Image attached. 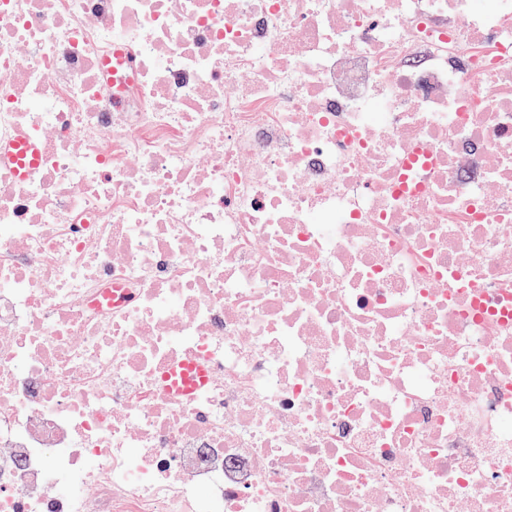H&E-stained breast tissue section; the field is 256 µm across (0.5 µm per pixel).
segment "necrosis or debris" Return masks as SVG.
<instances>
[{
    "instance_id": "1",
    "label": "necrosis or debris",
    "mask_w": 512,
    "mask_h": 512,
    "mask_svg": "<svg viewBox=\"0 0 512 512\" xmlns=\"http://www.w3.org/2000/svg\"><path fill=\"white\" fill-rule=\"evenodd\" d=\"M0 512H512V0H0Z\"/></svg>"
}]
</instances>
